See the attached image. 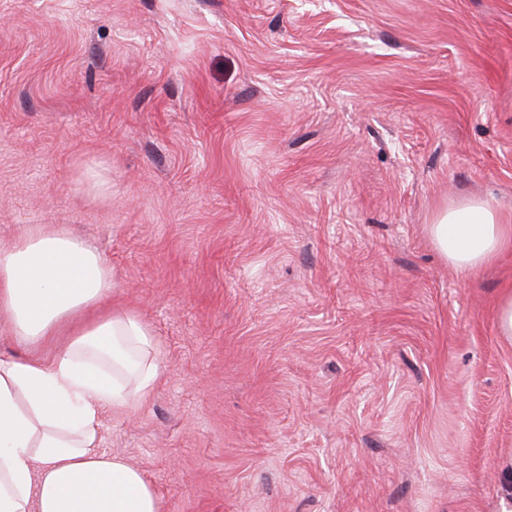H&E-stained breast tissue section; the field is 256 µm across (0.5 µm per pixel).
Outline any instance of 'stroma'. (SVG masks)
Returning <instances> with one entry per match:
<instances>
[{
    "mask_svg": "<svg viewBox=\"0 0 512 512\" xmlns=\"http://www.w3.org/2000/svg\"><path fill=\"white\" fill-rule=\"evenodd\" d=\"M98 164L106 188L82 173ZM512 0H0V241L66 226L160 375L101 448L165 512H495ZM429 234L448 263L465 273L490 261L512 241V225L502 223L491 201L473 198L439 211Z\"/></svg>",
    "mask_w": 512,
    "mask_h": 512,
    "instance_id": "1",
    "label": "stroma"
}]
</instances>
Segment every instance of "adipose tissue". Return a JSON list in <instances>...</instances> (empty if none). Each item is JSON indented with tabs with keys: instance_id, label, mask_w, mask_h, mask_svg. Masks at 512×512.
Wrapping results in <instances>:
<instances>
[{
	"instance_id": "adipose-tissue-1",
	"label": "adipose tissue",
	"mask_w": 512,
	"mask_h": 512,
	"mask_svg": "<svg viewBox=\"0 0 512 512\" xmlns=\"http://www.w3.org/2000/svg\"><path fill=\"white\" fill-rule=\"evenodd\" d=\"M429 234L461 273L512 243V225L475 198L439 211ZM114 288L102 257L63 228L0 245V326L28 346L72 331L54 357L0 355V512H165L141 468L99 449L102 412L127 414L159 378L149 326L101 313Z\"/></svg>"
}]
</instances>
